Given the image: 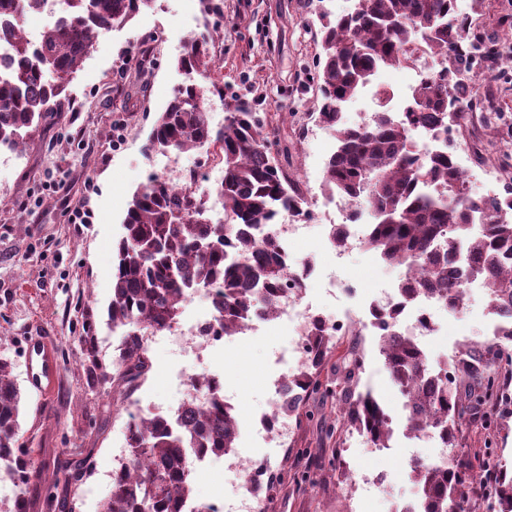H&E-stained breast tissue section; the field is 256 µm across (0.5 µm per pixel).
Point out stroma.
I'll return each mask as SVG.
<instances>
[{
    "mask_svg": "<svg viewBox=\"0 0 512 512\" xmlns=\"http://www.w3.org/2000/svg\"><path fill=\"white\" fill-rule=\"evenodd\" d=\"M152 0L129 22L101 36L69 82L60 112L27 144L0 151V357L11 363V376L22 394V433L45 469L39 482L19 489L0 480V512L25 495L27 512H63L64 497L76 512H100L112 490V474L127 458L130 413L168 415L188 393L187 382L219 376L224 399L234 409L238 437L230 457L243 463L270 461L279 478L268 512H389L393 500L414 488L411 460L433 461L437 440H416L404 433L403 399L392 386L379 352V339L368 329L339 338L321 380L329 397H307L294 425L288 452H281L263 430L273 384L287 370L281 348L292 339L287 325L272 322L255 332L237 333L213 345L191 348L160 332L147 351L151 369L135 393L113 395L112 364L119 355L120 330L107 320L112 300L114 245L133 193L159 171L219 167L215 146L185 152L148 150L154 119L185 76L175 63L186 39L216 29L220 39L213 81L223 95L252 99L281 146L288 149V170L311 200L326 198L323 178L336 141L318 120V15L342 14L353 0ZM469 16L473 33L492 45L491 60L475 65L477 110L494 105L503 122L487 127L472 119L453 134L452 152L469 174L472 196L492 195L512 182V0H457ZM83 209L85 224L70 214ZM339 216L317 208L309 225L288 245L295 262L309 261L315 272L306 299L316 311L369 318L371 302L396 287L402 271L362 247L338 251L328 230ZM355 284L345 298L332 281ZM481 289L468 291L456 313L437 311L436 331L424 347L438 362L452 358L466 344L491 335L495 316ZM94 325L96 373H89L79 341L83 322ZM55 347L53 390L45 394L32 383V345ZM363 357L361 370L349 376L345 358ZM373 390L393 418L387 448L369 450L366 440L351 441L336 398L344 392ZM91 456L93 470L72 480L65 461ZM344 458L354 478L336 470ZM384 484L362 478L375 472ZM237 473L223 463L193 473L198 503L223 505L241 512Z\"/></svg>",
    "mask_w": 512,
    "mask_h": 512,
    "instance_id": "35a3bbf8",
    "label": "stroma"
}]
</instances>
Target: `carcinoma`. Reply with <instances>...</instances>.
<instances>
[{
    "mask_svg": "<svg viewBox=\"0 0 512 512\" xmlns=\"http://www.w3.org/2000/svg\"><path fill=\"white\" fill-rule=\"evenodd\" d=\"M43 0H0V14L38 11ZM150 0H69V14L47 28L37 43L18 34L12 40L8 70L0 72V147L14 150L47 123L54 107L98 37L131 20ZM456 0H366L362 9L321 16L318 58L322 105L318 118L336 138L324 187L356 206L354 214L372 218L365 247L409 276L420 268L432 292L453 312L462 309L465 287L449 264L450 245L469 243L465 275L488 282L492 312L501 322L497 339L466 347L453 362L459 381L429 367L412 337L393 329L401 308L373 311L383 327L380 352L392 384L404 398L406 430L436 433L456 447L463 427L478 419L485 426L494 413L495 385L512 386V355L499 339L512 342V196L473 198L464 172L448 152V129L467 113L448 106L465 97L461 82L470 59L460 45L481 44L466 21H448ZM215 32L189 37L177 67L197 79L178 86L158 113L147 147L179 152L205 145L219 147L224 164V222L201 223L202 199L155 176L128 203L123 234L115 245L112 300L108 321L128 330L125 348L112 368V392L144 378L150 362L142 346L146 333L178 322L182 304L214 290L212 308L217 336H231L255 317L279 307L293 274L281 259V244L257 238L254 226L270 223L302 198L298 181L272 154L273 142L253 102L234 95L224 102V126L209 119L208 93L215 60L209 45ZM427 51L443 58L439 74L430 73L411 89L405 113L374 114L365 125L348 126L343 105L385 67L411 66ZM422 128L441 147L423 155L412 131ZM311 362L294 385L309 393L322 387L319 367L336 348L321 321L307 332ZM200 398L189 403L175 426L161 415H138L127 425L129 461L112 474V491L101 512H182L192 497L185 456H221L235 448L238 434L233 407L222 384L196 377ZM20 392L11 362L0 358V477L21 489L39 479L43 465L20 441ZM341 418L364 433L373 448H386L388 416L370 391L341 400ZM413 480L426 512H476L460 486L494 484L493 512H512V472L487 458L478 465L461 459L452 468L429 463L413 466Z\"/></svg>",
    "mask_w": 512,
    "mask_h": 512,
    "instance_id": "obj_1",
    "label": "carcinoma"
}]
</instances>
